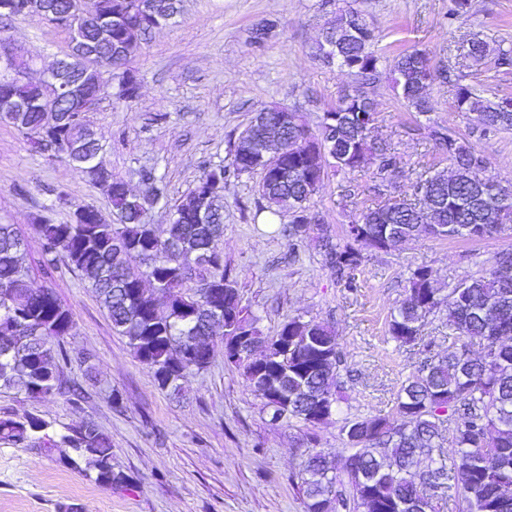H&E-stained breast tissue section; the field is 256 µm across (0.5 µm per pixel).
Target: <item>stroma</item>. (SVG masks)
<instances>
[{
  "label": "stroma",
  "instance_id": "obj_1",
  "mask_svg": "<svg viewBox=\"0 0 512 512\" xmlns=\"http://www.w3.org/2000/svg\"><path fill=\"white\" fill-rule=\"evenodd\" d=\"M451 7L452 0H185L175 23L153 31L129 64L140 83L138 99H102L86 119L102 135V160L114 175L137 189L141 169H155L177 200L194 187L204 162L226 157L230 140L258 110L288 106L314 129L323 112L353 92L346 69L322 64L310 48L336 11L355 9L384 57L412 48L430 52L434 110H408L390 79L370 87L376 105L370 138L398 156L400 169L388 186L367 168L325 179L310 208L342 247L347 224L362 211L449 168L447 155L426 139V126L466 137L485 154L486 177L512 188V130L483 134L472 114L455 109L461 84L491 100L512 96V67L497 64L502 52H512V0H470L468 16L459 20L450 19ZM266 18L280 26L258 50L252 30ZM4 35L47 62L69 46L67 33L29 16L8 21ZM473 38L487 46L478 64L464 57ZM259 183V175L243 176L224 200V260L264 335H275L293 316L315 317L335 330L344 357L331 417L310 428L271 425L261 399L220 351L207 370L183 382L180 396H170L113 330L84 279L66 271L50 286L73 315L66 347L90 350L93 374L68 368L64 375L89 397L75 405L57 394L30 400L0 391V418L31 412L58 431L94 420L112 440L114 469L131 484L110 490L59 454L0 442V512H303L297 476L304 434L331 456L346 454L345 422L393 414L403 382L425 361L421 345L398 346L389 334L411 272L419 266L431 272L442 304L420 336L445 352L457 345L448 328L452 289L512 251V223L480 241L420 238L365 251L348 286L325 264L316 234L292 255L286 236L254 222ZM61 191L67 204L56 201ZM82 204L111 211L86 176L32 151L15 128L0 123V222L29 233L34 217L68 224Z\"/></svg>",
  "mask_w": 512,
  "mask_h": 512
}]
</instances>
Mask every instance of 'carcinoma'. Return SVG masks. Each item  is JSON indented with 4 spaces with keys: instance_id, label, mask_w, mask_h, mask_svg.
I'll use <instances>...</instances> for the list:
<instances>
[{
    "instance_id": "cac0c4a2",
    "label": "carcinoma",
    "mask_w": 512,
    "mask_h": 512,
    "mask_svg": "<svg viewBox=\"0 0 512 512\" xmlns=\"http://www.w3.org/2000/svg\"><path fill=\"white\" fill-rule=\"evenodd\" d=\"M155 21L130 10L128 0H100L98 12L112 17V56L108 65L120 79L118 101L132 102L138 94L136 77L127 69L154 22L163 23L172 4L155 0ZM355 10L334 14L330 30L355 28L338 56L358 84L352 95L323 112L314 133L300 112L274 105L262 109L229 146L228 158L210 162L193 189L174 204L178 220L160 236L141 219L144 210L168 199L164 177L152 169L141 174L142 193L126 189L112 177L109 200L114 224L93 205L79 206V223L54 224L38 217L32 229L41 244V273L52 279L66 269L81 273L106 311L112 328L127 339L135 357L151 364L162 390L179 394L181 384L209 368L215 356L213 330L228 338L248 336L263 346L265 363L224 355V362L242 370L249 387L263 401L270 422L294 421L314 426L333 413L341 350L332 328L315 319L290 317L271 337L262 336L258 318L243 305L237 281L224 266V207L208 208L207 222L198 217L199 197L207 191L230 193L244 175L259 173L260 203L254 218L290 217L288 248L318 226L309 201L329 172L375 167L389 181L398 169L396 155L369 140L368 124L375 108L365 87L384 75L373 30L354 26ZM278 22L256 24L254 44L264 45ZM428 54L401 50L393 56L389 74L406 107L426 113L434 109L429 94ZM505 96L490 101L469 85L457 87V110L475 116L486 133L512 129V109ZM61 134L77 144L66 157L79 165L97 147L73 120L64 104ZM22 135L35 129L40 113H0V123ZM288 127L286 150L277 165L258 163L270 130ZM427 137L446 155L450 174H435L411 185V194L432 196L433 204L393 210L384 203L347 225L349 244L339 247L321 236L325 260L340 276L355 269L361 249L387 251L415 237L483 239L512 221V189L483 176L487 162L468 140L442 126L427 127ZM28 237L14 224L0 223V390L28 399L58 393L73 403L82 401L81 386L61 374V364L86 365L85 351L69 354L64 340L74 320L54 289L35 285L26 264ZM440 306L427 267L416 268L408 295L389 324L391 338L417 345L420 323ZM448 326L459 347L430 356L409 376L397 397L396 417L369 415L349 420L342 428L348 453L327 460V452L305 434L307 448L298 488L305 512H438L433 493L461 496L465 512H512V252L495 257L483 275L452 289ZM481 347L479 356L470 347ZM451 421L452 449L444 446L445 421ZM33 413L0 418V441L46 453L69 448L84 471L110 488L128 486L129 478L112 467V442L89 419L62 433Z\"/></svg>"
}]
</instances>
